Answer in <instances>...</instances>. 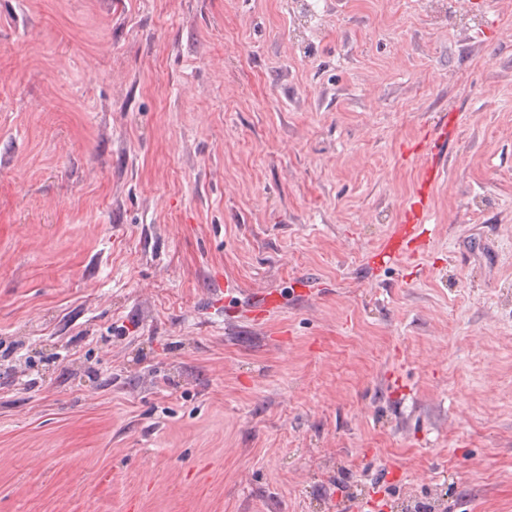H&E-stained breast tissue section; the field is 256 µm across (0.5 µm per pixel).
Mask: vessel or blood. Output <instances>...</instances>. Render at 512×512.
I'll list each match as a JSON object with an SVG mask.
<instances>
[{
	"mask_svg": "<svg viewBox=\"0 0 512 512\" xmlns=\"http://www.w3.org/2000/svg\"><path fill=\"white\" fill-rule=\"evenodd\" d=\"M447 139L448 123L444 120L421 133L415 148L419 151H430L432 159L423 170L418 189L403 209L401 224L394 227L376 251L372 259L374 265L404 263L406 258L415 255L420 244L423 243L425 226L430 221V195L444 175L439 153Z\"/></svg>",
	"mask_w": 512,
	"mask_h": 512,
	"instance_id": "b4317fda",
	"label": "vessel or blood"
}]
</instances>
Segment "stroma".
<instances>
[{"label":"stroma","mask_w":512,"mask_h":512,"mask_svg":"<svg viewBox=\"0 0 512 512\" xmlns=\"http://www.w3.org/2000/svg\"><path fill=\"white\" fill-rule=\"evenodd\" d=\"M368 501L512 512V0H0V512ZM455 114L448 113L435 126L425 129L412 151H430L432 159L423 170L418 189L406 203L402 223L396 224L391 233L383 240L372 258L373 265L387 266L404 263L409 256H414L425 241L424 225L430 222V195L432 189L444 175L440 164V149L448 140V125L455 122Z\"/></svg>","instance_id":"1"}]
</instances>
